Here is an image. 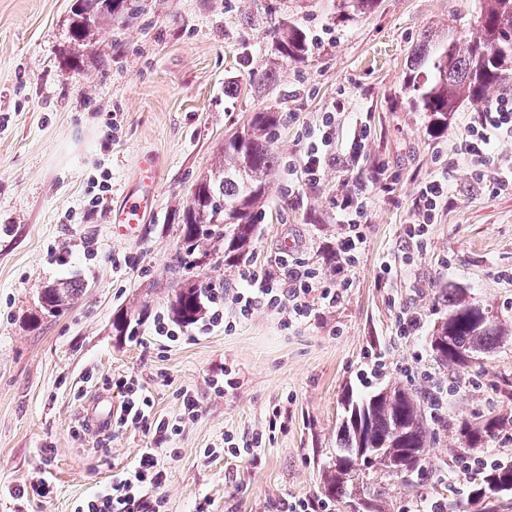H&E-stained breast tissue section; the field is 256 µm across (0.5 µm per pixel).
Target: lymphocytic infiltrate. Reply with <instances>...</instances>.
I'll use <instances>...</instances> for the list:
<instances>
[{
  "label": "lymphocytic infiltrate",
  "instance_id": "f902f5d3",
  "mask_svg": "<svg viewBox=\"0 0 512 512\" xmlns=\"http://www.w3.org/2000/svg\"><path fill=\"white\" fill-rule=\"evenodd\" d=\"M334 113H325L322 126L304 152L302 171L310 182L319 181L324 166L332 156L331 127ZM512 138V96L501 97L478 112L465 134V159L483 166L484 177L502 192H512V166L492 168L488 162L494 144ZM448 199V177L440 174L421 183L414 219L406 229L409 246L422 247L438 207ZM336 206L347 219L349 232L336 249V264L330 277L310 267L292 284H285L269 270L248 265L240 273L241 286L233 293L213 291L210 311L202 331L216 327L232 330V322L224 317L225 306H232L237 316H252L255 310L287 311L289 323L299 324L309 318L314 305L335 304L353 285L352 271L363 250L365 236L361 219L367 209L365 197L343 195ZM122 401L112 415V429L119 432L135 426L150 428L156 440L165 441L179 435L186 420L196 417L200 402L194 393L184 391L181 417L154 419L153 402L137 380L120 378L114 383ZM167 472L154 448L143 449L137 462L113 473L108 485L77 506L76 512H163L165 499L161 494Z\"/></svg>",
  "mask_w": 512,
  "mask_h": 512
}]
</instances>
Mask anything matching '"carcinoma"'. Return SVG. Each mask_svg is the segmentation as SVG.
<instances>
[{
	"instance_id": "cac0c4a2",
	"label": "carcinoma",
	"mask_w": 512,
	"mask_h": 512,
	"mask_svg": "<svg viewBox=\"0 0 512 512\" xmlns=\"http://www.w3.org/2000/svg\"><path fill=\"white\" fill-rule=\"evenodd\" d=\"M129 10L125 0H81L73 25L80 39L105 19ZM479 20L466 35L448 34L434 40L426 36L423 48L411 60L405 82L410 107L427 115L435 132L448 129V119L466 102H480L488 90L512 78V56H501L497 47L512 36V0H480ZM283 53L299 55L307 39L292 27L283 36ZM276 116L255 113L247 126L224 139L215 169L197 180L182 207L181 247L174 269L192 267L197 258L216 251L224 265L240 266L251 252L256 236V217L269 191V178L280 166L272 141ZM85 288L79 279L43 289L40 306L50 315L67 308ZM206 287L184 279L170 303L173 321L189 326L206 315ZM448 303V319L430 337V349L448 368H466L477 353H489L512 336V327L494 318L484 305L460 288L442 294ZM117 336H134L128 314L113 317ZM346 420L336 434V457L323 481L325 494L351 505L352 512H374L368 501L354 502L350 487L381 472L412 485V475L426 460L431 444L425 411V396L400 386L374 391L345 402ZM500 421L496 416L480 421L460 418L457 432L467 448H479L493 435ZM512 492V463H495L484 470L467 501L455 504L456 512H471L470 506L489 510Z\"/></svg>"
}]
</instances>
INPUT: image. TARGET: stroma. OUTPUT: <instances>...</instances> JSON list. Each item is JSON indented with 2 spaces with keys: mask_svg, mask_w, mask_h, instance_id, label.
Here are the masks:
<instances>
[{
  "mask_svg": "<svg viewBox=\"0 0 512 512\" xmlns=\"http://www.w3.org/2000/svg\"><path fill=\"white\" fill-rule=\"evenodd\" d=\"M74 2L0 0V512H75L152 447L142 428L107 439L82 425L97 395L120 403L112 382L130 376L157 418L182 414L183 390L201 400L161 456L166 512H195L202 502L209 512H278L298 498L348 512L321 494L344 401L391 383L447 396L416 491L383 479L379 512L455 499L450 480L473 457L455 419L505 417L484 447L512 461V339L455 371L428 347L448 316L440 287L466 289L512 323V194L478 180L464 159V131L481 104H463L434 137L404 94L414 49L426 34L473 23L476 0H375L363 13L343 0H132L131 18L80 42L71 36ZM292 27L308 40L298 58L280 51ZM234 84L241 93H228ZM266 109L278 116L282 164L250 261L283 279L302 266L328 273L330 249L346 232L336 201L357 193L369 206L354 284L298 326L259 309L228 333L190 326L179 341L159 339L153 320L177 286L178 211L225 134ZM331 110L335 155L311 183L299 160ZM359 124L370 135L352 161ZM443 170L448 200L427 248L408 247L418 188ZM146 178L151 205L136 232L121 233L114 214ZM103 179L110 189L89 207ZM286 252L296 265L280 263ZM70 278L84 280L81 295L43 314L41 290ZM120 309L143 315L137 336L113 334ZM412 312L423 326L407 336L399 321ZM255 434L260 462L225 454V436ZM41 477L51 482L44 498L30 490Z\"/></svg>",
  "mask_w": 512,
  "mask_h": 512,
  "instance_id": "35a3bbf8",
  "label": "stroma"
}]
</instances>
